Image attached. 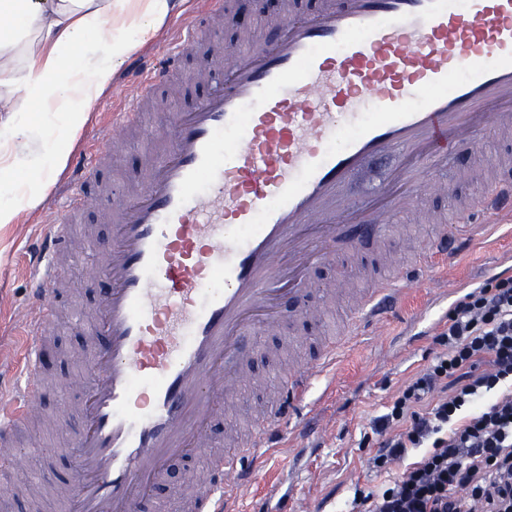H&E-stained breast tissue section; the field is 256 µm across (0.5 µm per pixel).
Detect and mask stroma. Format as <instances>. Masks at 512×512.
Listing matches in <instances>:
<instances>
[{
    "label": "stroma",
    "instance_id": "1",
    "mask_svg": "<svg viewBox=\"0 0 512 512\" xmlns=\"http://www.w3.org/2000/svg\"><path fill=\"white\" fill-rule=\"evenodd\" d=\"M173 2L170 14L156 35L141 45V52L160 49L171 32L201 18L207 7L206 0ZM121 78V72H114L111 86L99 98V109L89 110L78 141L95 137L110 121L112 112L135 97V90L122 86ZM510 161L512 136L491 129L485 131L475 153L464 159L473 173L472 178L453 183L451 194L420 197V206L433 213V223L418 224L408 215H395L394 240L411 243L410 250L402 254V261H411L422 252L439 225L447 223L449 215L464 214L485 182ZM52 211V200L45 197L35 207L26 209L18 223L0 225V372L5 374L9 373L18 351L15 330L32 314L26 297L28 278L18 255L35 239L39 225L50 223ZM485 262L483 246H476L458 265L449 267L446 275L438 281L425 282L424 287L455 290L460 273L465 269L480 284H487L497 273L486 268ZM340 264L346 267V274H338L336 267ZM65 271L67 289L56 298L59 315L53 323L52 339L56 347L50 351L45 368L48 376L62 384L63 389L59 392L51 389L41 396L40 409L46 417L53 416L60 405L75 406L79 394V355L85 338L66 313L88 310L98 303L103 289L101 282L90 278L85 259H67ZM391 271V266L377 257L374 242L366 239L354 252L314 266L310 279L316 285L325 286L346 278L359 288L388 276ZM347 309V303H340L321 324L296 319L290 330L304 339L305 344L300 348L290 345L280 332L262 330L251 336L249 346L254 375L265 376L275 364L287 363L291 357L312 355L315 336H336L346 330ZM437 332V324H413L412 311L407 307L388 317L373 338L359 340L347 354L336 372V394L322 402L310 433L283 438L269 449L271 474L294 485L293 512H349L357 492L385 484L391 474L402 472L407 462L417 461L418 455L413 452L408 461L394 463L390 471H367L364 462L369 451L362 448L361 439L369 432L372 419L382 414L392 398L439 352L440 347L435 342ZM278 394L279 388L273 383L261 390H244L233 410L217 414L209 431L210 439L220 441L229 433L244 435V423L252 420L258 408L273 402ZM70 437V431L40 425L31 426L22 434L23 444L36 440L42 450L37 454L22 453L10 464L0 467V496H10V512H60L58 496L35 490L30 480L35 475L57 480L67 478L71 462L62 450Z\"/></svg>",
    "mask_w": 512,
    "mask_h": 512
}]
</instances>
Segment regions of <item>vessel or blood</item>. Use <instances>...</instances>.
<instances>
[{
  "label": "vessel or blood",
  "mask_w": 512,
  "mask_h": 512,
  "mask_svg": "<svg viewBox=\"0 0 512 512\" xmlns=\"http://www.w3.org/2000/svg\"><path fill=\"white\" fill-rule=\"evenodd\" d=\"M283 14L269 40L200 55L198 77L217 71L220 80L167 126L142 127V174L128 176L109 237L84 241L108 289L75 318L88 338L77 413L53 419L60 429L78 423L64 512H163L155 493L170 463L203 454L210 478L188 498L189 512H235L247 472L260 470L272 437L315 412L307 395L349 344L330 340L315 360L283 369L284 399L254 419L246 446L208 448L215 408H231L247 377L250 334L297 317L290 303L310 295L315 262L384 238L393 214L418 217V192L448 191L440 171L487 127L512 133V0H322ZM199 34L180 29L158 57L131 64L124 78L138 93L113 113L112 128L141 126L155 88L181 71ZM106 158L90 141L74 151L69 196L30 254L37 316L24 326L11 387H0V456H17L10 435L35 415L58 257ZM381 158L391 161L388 180L350 196L354 176ZM475 207L484 222L441 225L417 259L355 291L353 336L446 271L462 245L488 244L491 268L512 267V241L488 222L512 211V170Z\"/></svg>",
  "instance_id": "vessel-or-blood-1"
}]
</instances>
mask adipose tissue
Instances as JSON below:
<instances>
[{
    "mask_svg": "<svg viewBox=\"0 0 512 512\" xmlns=\"http://www.w3.org/2000/svg\"><path fill=\"white\" fill-rule=\"evenodd\" d=\"M171 9V0H0V224L39 202L49 175L66 165L87 104ZM89 43L101 61L87 75L76 54ZM32 105L55 113L66 131L45 159L24 148L23 112Z\"/></svg>",
    "mask_w": 512,
    "mask_h": 512,
    "instance_id": "1",
    "label": "adipose tissue"
}]
</instances>
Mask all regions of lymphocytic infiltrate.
<instances>
[{
	"instance_id": "f902f5d3",
	"label": "lymphocytic infiltrate",
	"mask_w": 512,
	"mask_h": 512,
	"mask_svg": "<svg viewBox=\"0 0 512 512\" xmlns=\"http://www.w3.org/2000/svg\"><path fill=\"white\" fill-rule=\"evenodd\" d=\"M441 350L375 418L369 467L419 459L356 512H512V277L459 298Z\"/></svg>"
}]
</instances>
